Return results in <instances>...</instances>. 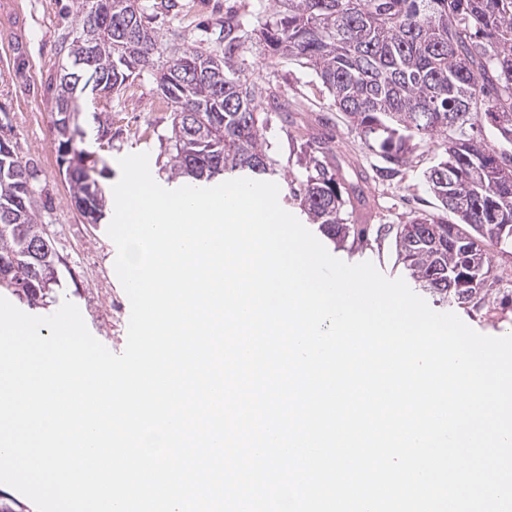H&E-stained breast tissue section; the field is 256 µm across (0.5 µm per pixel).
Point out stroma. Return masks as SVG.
Listing matches in <instances>:
<instances>
[{
    "label": "stroma",
    "mask_w": 512,
    "mask_h": 512,
    "mask_svg": "<svg viewBox=\"0 0 512 512\" xmlns=\"http://www.w3.org/2000/svg\"><path fill=\"white\" fill-rule=\"evenodd\" d=\"M16 18H0V126L11 133L18 144L22 161L38 170L37 216L45 224L62 257L58 268L60 283L43 304L29 308L19 302L20 310H33L35 315L54 313L63 301L74 303L94 337L111 352L121 353L127 341V318L130 302L114 270L117 250L106 234L108 220L87 223L75 207L69 184L63 176L52 134L55 112L48 84L60 72L63 55L58 37L75 11L77 0H18ZM238 5L247 24L257 22L258 14H271L275 0H174L172 8H158L155 25L160 33L177 34L181 44L207 45L219 48V23L224 9ZM248 63L254 74L270 78L284 89L289 101H300L315 110L320 129L333 136L340 145V160L351 161L363 169H371L379 157L348 127L342 113L329 106V95L317 77L292 62L266 68L260 51H252ZM96 106L86 102L78 116L85 132L81 147L100 158L106 172L100 179L104 191H111L120 178L119 158L145 152L161 186L180 187V180L170 172L168 138L172 117L155 81L144 75L113 95L109 111L112 115V139L101 146L96 135ZM293 128L277 118H270L263 136L277 161L271 180L286 188L289 175H303L298 162L299 149ZM442 154L436 144H418L400 176L389 185H368L366 192L374 201L372 225L402 223L409 212L435 211L437 200L425 183V172ZM335 257L357 264L372 262L387 278H407V271L395 265L391 238L368 236L363 242L339 244L324 242ZM433 310L456 313L477 332L489 336L512 333V306L479 301L466 306L436 301L427 296Z\"/></svg>",
    "instance_id": "35a3bbf8"
}]
</instances>
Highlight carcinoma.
<instances>
[{"mask_svg": "<svg viewBox=\"0 0 512 512\" xmlns=\"http://www.w3.org/2000/svg\"><path fill=\"white\" fill-rule=\"evenodd\" d=\"M279 9L253 27L235 6L224 12V51L184 47L152 24L139 0H89L77 5L61 36L67 59L53 90L54 124L70 120L71 134H54L75 206L91 223L102 218L105 196L99 160L78 147L83 111L78 87L116 93L151 75L171 107L172 177L212 181L244 173L260 180L274 172L263 129L269 114L294 124L280 85L249 74L247 53L258 47L266 65L292 60L328 90L331 105L383 165L372 180L395 179L417 138L442 140L443 158L426 171L441 205L417 212L393 234L396 263L438 300L466 305L492 295L498 282L488 247L512 245V154L469 134L493 116L499 141L512 145V0H276ZM87 41H79L80 35ZM302 177L288 179V196L333 240L362 241L368 228L354 217L367 205L359 184L334 163L322 134L300 136ZM0 150V259L26 242L53 240L38 223L37 173ZM22 276L4 289L34 307L57 284Z\"/></svg>", "mask_w": 512, "mask_h": 512, "instance_id": "1", "label": "carcinoma"}]
</instances>
